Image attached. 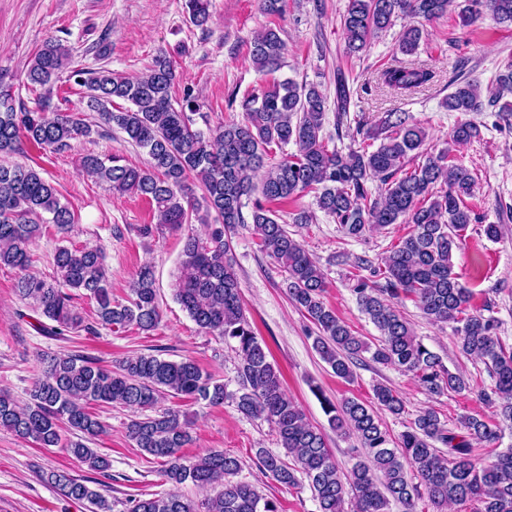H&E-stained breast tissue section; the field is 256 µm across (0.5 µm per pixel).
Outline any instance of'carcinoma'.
I'll use <instances>...</instances> for the list:
<instances>
[{"label":"carcinoma","mask_w":512,"mask_h":512,"mask_svg":"<svg viewBox=\"0 0 512 512\" xmlns=\"http://www.w3.org/2000/svg\"><path fill=\"white\" fill-rule=\"evenodd\" d=\"M189 20L203 26L209 20L207 0H185ZM460 9L466 21L489 12L500 24L512 26V0H349L342 28L346 50L354 55L365 49L371 37L390 29L402 16L417 20L403 29L398 49L410 55L419 46L422 25L432 24ZM286 45L277 29L265 26L250 42L249 55L255 69L272 74L281 68ZM69 50L49 40L29 61L27 82L46 93L69 64ZM78 83L87 89V106L110 128L125 135L143 151V166L120 163L113 156L88 155L86 172L119 194L149 198L158 223L180 229L189 212L205 209L218 223L201 236L183 238L180 272L174 289L178 303L199 329L234 342L238 358V390L230 393L224 384L202 371L191 359L172 361L141 354L121 361L115 368L83 355L59 354L40 360L36 381L27 402L19 404L0 391V428L42 448L60 446L67 427L76 439L67 452L87 470L109 477L108 459L87 445L104 432V425L90 405L119 404L143 411L127 425L128 437L141 451L159 459L162 478L178 486L187 481L219 491L197 506L174 491L151 498H131L127 512H280L276 501L239 479L242 461L234 453L212 448L191 461L180 455L191 439L190 421L178 409L154 410L159 397L172 394L187 402L203 401L221 406L233 398L246 417L271 425L285 455L261 450L257 463L262 473L282 486L308 482L319 512H387L391 501L415 512V501L427 498L435 512L448 505L474 506V512H512V447L499 451L486 465L473 458V443L493 445L505 430L512 431V348L496 336L492 315L469 309L470 290L453 271V255L461 232L477 222L464 203L472 195L475 178L470 170L447 153L423 154L426 130L409 121L403 112H388L380 131H355L363 140H380L376 148L359 147L344 154L329 147L333 138L323 134L327 97L314 83L291 79L273 82L236 101L243 121H226L214 128L196 127L195 98L184 92L183 103L174 106L172 88L176 68L165 56L155 58L141 76L130 79L108 69L77 71ZM383 85L410 93L428 84L433 71L415 64L398 63L381 70ZM512 94V64L498 73L488 90V104ZM129 103L125 108L117 102ZM352 92L349 78L336 71L334 111L336 137L350 126ZM450 112L483 111L480 85L467 81L455 86L444 101ZM99 133L95 125L76 114L31 111L15 107L11 94L0 90V154H13L33 146L57 153L71 141ZM478 135L469 121H459L452 141L465 144ZM295 151L267 163L271 153L288 145ZM423 161L407 168L415 158ZM197 180L202 192L196 199L189 192V179ZM376 183L370 189V183ZM315 192L318 208L331 216L344 235L359 238L390 224H406L408 232L390 250L372 262L355 259L354 267L369 271L356 276L353 292L361 310L380 332L370 343L356 335L323 301L324 275L305 247L285 225L278 223L265 204ZM259 195L251 224L262 249L284 272L289 300L313 325L312 345L336 377L350 380L353 367L370 360L411 374L432 394L470 389V379L460 370H450L438 355L415 336L410 323L396 310L393 300L411 295L432 323L448 325L458 336V351L485 365L492 384L481 391L482 399L495 409V419L463 415L459 428L451 429L430 408L420 412L399 436L394 437L373 406L352 397L339 401L318 385L311 391L319 400L330 429L352 434L358 446L355 463L347 472L336 465L326 433L307 420L303 410L285 393L281 372L271 360L245 313L234 269L230 233L246 223L244 200ZM46 222L65 234L74 215L61 203L56 187L36 170L23 165L0 164V268L17 271V295L53 326L38 332L61 335L69 329L98 334V327L135 326L150 333L161 322L158 290L152 266L136 272L130 298L112 299L109 276L96 248L62 245L56 249V277L48 281L29 273L30 245ZM96 303L95 323L88 324L73 304L74 293ZM373 400L393 415L404 411L398 395L388 386L373 388ZM448 448L442 452L438 445ZM43 482L62 496L84 504L87 512H112V504L90 484L95 478L78 479L66 470L41 473Z\"/></svg>","instance_id":"obj_1"}]
</instances>
